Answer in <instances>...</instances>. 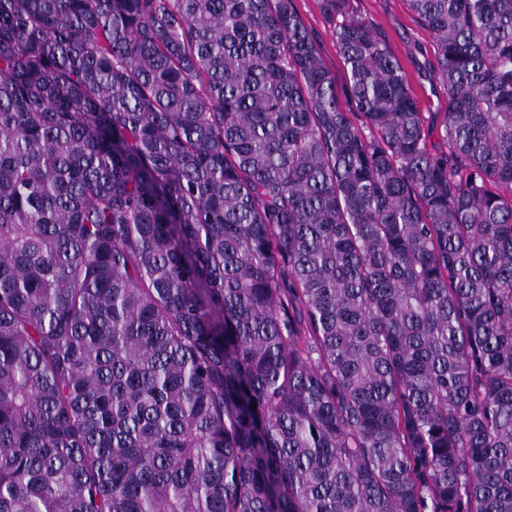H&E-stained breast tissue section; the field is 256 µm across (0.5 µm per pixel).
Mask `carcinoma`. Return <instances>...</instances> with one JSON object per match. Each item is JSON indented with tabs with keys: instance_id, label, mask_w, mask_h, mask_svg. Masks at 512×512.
I'll use <instances>...</instances> for the list:
<instances>
[{
	"instance_id": "obj_1",
	"label": "carcinoma",
	"mask_w": 512,
	"mask_h": 512,
	"mask_svg": "<svg viewBox=\"0 0 512 512\" xmlns=\"http://www.w3.org/2000/svg\"><path fill=\"white\" fill-rule=\"evenodd\" d=\"M0 0V512H512V0ZM256 408H251V404ZM294 5L305 26L316 38L319 52L336 84L342 87L346 80V68L336 47L334 25L323 15L319 0H294ZM356 14L370 22L399 59L421 112L429 117L430 145L446 147L438 135L447 96L434 74V37L423 27L407 0H353Z\"/></svg>"
}]
</instances>
